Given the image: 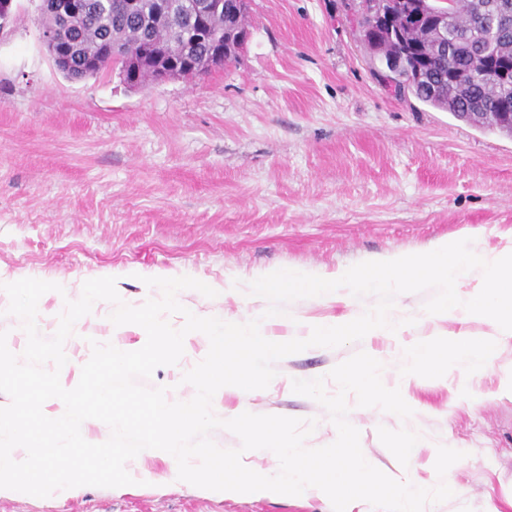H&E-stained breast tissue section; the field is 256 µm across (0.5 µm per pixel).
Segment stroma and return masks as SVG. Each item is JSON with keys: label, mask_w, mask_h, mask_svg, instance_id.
I'll list each match as a JSON object with an SVG mask.
<instances>
[{"label": "stroma", "mask_w": 512, "mask_h": 512, "mask_svg": "<svg viewBox=\"0 0 512 512\" xmlns=\"http://www.w3.org/2000/svg\"><path fill=\"white\" fill-rule=\"evenodd\" d=\"M40 0H16L0 30V280L60 284L45 293L36 324L58 328L66 300L85 281L113 276L121 299L140 305L148 277L210 282L208 298L180 291L195 315L265 317L272 341L307 338L312 323L375 306L376 296L289 302L291 321L267 316L249 280L271 268L326 272L392 252L420 253L444 239H471L475 253L512 248V138L479 129L415 98L385 89L361 39L351 0H251L250 37L239 58L196 80L132 89L117 73L66 77L47 52ZM433 290L405 293L394 312L410 320L401 336L371 335L336 348L310 347L274 364L269 386L215 398L233 411L316 420L308 448L331 444L336 429L317 401L295 394L296 379L325 378L363 351L383 364L413 414L401 419L361 408L348 396V421L370 463L423 487L437 482L438 446L464 452L446 473L457 493L425 512H512V340L485 371L452 367L436 379L401 376L406 344L459 330L482 339L489 321L430 319ZM111 303L98 302L64 343L60 372L74 388L91 341L143 347L133 325L113 328ZM207 337L189 335L178 364L146 379L180 400L184 372L201 361ZM417 448L403 459L408 437ZM164 451L126 465L134 484L81 486L46 498L0 494V512H333L327 495L241 499L169 480ZM156 475L145 485L144 473Z\"/></svg>", "instance_id": "stroma-1"}]
</instances>
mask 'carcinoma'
I'll return each instance as SVG.
<instances>
[{
    "mask_svg": "<svg viewBox=\"0 0 512 512\" xmlns=\"http://www.w3.org/2000/svg\"><path fill=\"white\" fill-rule=\"evenodd\" d=\"M42 0L43 33H54L57 46L70 60L65 73L72 77L94 76L127 59L137 58L152 47H161L160 65L181 71L186 78L201 77L214 67L235 61L219 54L225 35L235 31L249 37L247 13L236 12L237 0H169L165 14L154 13V0H138L139 9L126 14L117 0H82L77 11L65 18ZM487 0H449L448 7L433 5L419 11L414 4L399 8L395 0H362L357 24L375 61L392 57L410 68L420 67L423 78L409 81L401 72L378 76L394 93L413 96L458 119L469 112L484 116L482 128L493 129L492 116L512 113V0L506 21L480 18ZM198 16L209 39L186 36L192 16Z\"/></svg>",
    "mask_w": 512,
    "mask_h": 512,
    "instance_id": "obj_1",
    "label": "carcinoma"
}]
</instances>
